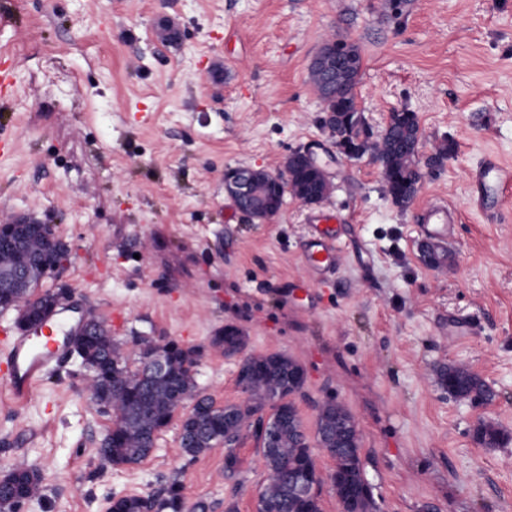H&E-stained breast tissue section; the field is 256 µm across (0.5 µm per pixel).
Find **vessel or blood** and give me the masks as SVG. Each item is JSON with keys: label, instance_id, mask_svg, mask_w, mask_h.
<instances>
[{"label": "vessel or blood", "instance_id": "vessel-or-blood-1", "mask_svg": "<svg viewBox=\"0 0 512 512\" xmlns=\"http://www.w3.org/2000/svg\"><path fill=\"white\" fill-rule=\"evenodd\" d=\"M469 179L476 192L470 200L472 208L485 207L486 191H500L512 184V165L504 163L495 153H487L470 171ZM340 214L331 208L309 212L306 217L308 234L300 254L301 265L309 283L317 284L344 263L346 253L335 226L341 223ZM460 215L448 201L436 198L426 201L418 210L419 235L434 244H444L456 237ZM69 300H61L56 316L48 320L40 333L12 335L6 351L10 372L8 389L15 401L28 398L34 387L58 358L66 351L65 337L60 336V318L69 310Z\"/></svg>", "mask_w": 512, "mask_h": 512}]
</instances>
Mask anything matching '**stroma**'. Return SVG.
<instances>
[{"label":"stroma","instance_id":"1","mask_svg":"<svg viewBox=\"0 0 512 512\" xmlns=\"http://www.w3.org/2000/svg\"><path fill=\"white\" fill-rule=\"evenodd\" d=\"M170 19L174 44L156 35ZM356 43L359 109L381 132L416 113L421 156L456 152L414 203L392 204L377 166L336 152L309 67L326 34ZM0 214L27 213L68 246L43 288L71 290V324L92 313L115 340L203 348L198 386L217 405L246 395L238 358L210 341L224 326L246 353L295 357L307 434L335 400L356 418L376 512H512V194L497 216L469 210L468 172L489 152L512 164V0H0ZM313 150L346 222L347 260L302 287L308 206L287 199L263 222L231 207L224 173L278 172ZM443 198L462 214L442 275L421 259L415 213ZM474 333L449 340V316ZM477 374L492 400L459 399L439 365ZM0 356V474L23 457L44 495L18 512H106L112 497L164 495L187 507L257 512L263 459L244 436L235 477L224 450L179 448L172 421L135 465L97 448L112 416L64 355L27 401L13 402ZM491 423L506 439L475 438Z\"/></svg>","mask_w":512,"mask_h":512}]
</instances>
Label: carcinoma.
Masks as SVG:
<instances>
[{
  "label": "carcinoma",
  "instance_id": "obj_1",
  "mask_svg": "<svg viewBox=\"0 0 512 512\" xmlns=\"http://www.w3.org/2000/svg\"><path fill=\"white\" fill-rule=\"evenodd\" d=\"M348 50L350 64L341 79L339 98L333 109L337 114L357 111L362 56L352 43L348 44ZM422 140L417 115L394 110L389 113L382 137L371 146L379 155L384 190L392 204L401 209L415 199L425 176L423 169L443 166L456 151L454 142L444 140L434 146L422 163L414 153ZM262 178L277 195L288 192L314 195L319 190L317 179L303 165L287 176L264 174ZM16 235L21 238L20 246H0V300L23 297L26 310L19 313L17 319L21 327L25 316L47 312L68 292L58 288L37 294L35 289L43 280V273L35 268L29 281L19 283L11 272L42 256L50 261L64 260L68 248L58 237L45 235V229L38 224H19ZM210 346L224 351L226 356H233L244 350L245 337L239 334L228 344L221 329L211 338ZM154 352L161 353L165 359L166 371L162 375L147 372L146 358ZM73 353L89 371L87 388L91 399L112 410V427L98 448L103 461L114 465L142 462L153 452L158 434L172 422L175 410L192 401L194 405L181 422V448L185 454L196 457L224 447V472L233 476L239 468L237 447L244 431L254 429L269 409V419L277 422L274 441L267 444L259 435H254L266 470L259 490V512H321L318 496L305 498L293 488L294 475L304 470L312 481L321 483L310 438L292 399L302 388L300 384H293V375L301 368L294 358L285 353L244 356L239 363L237 382L248 397L242 403L221 407L197 389L194 368L201 354L198 348L186 347L175 340L160 344L139 336L132 350L126 352L108 332L78 337ZM436 376L438 385L456 398L492 397L489 387L478 375L457 365L439 367ZM338 415L355 421L343 405L328 401L318 415L315 440L334 461L331 481L336 498L341 500L344 482L356 478V468L362 466V462L359 431L336 430L332 420ZM475 436L486 447L498 445L505 438L500 429L483 423L477 427ZM5 477L0 497L29 500L42 492L41 475L30 464L13 466ZM110 512H186V504L179 487L173 486L163 498L138 494L114 497Z\"/></svg>",
  "mask_w": 512,
  "mask_h": 512
}]
</instances>
